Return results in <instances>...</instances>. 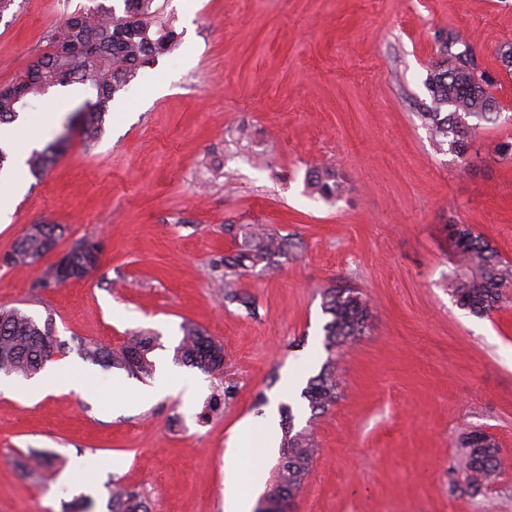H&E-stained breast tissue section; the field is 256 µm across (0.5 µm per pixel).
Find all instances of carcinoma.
Wrapping results in <instances>:
<instances>
[{"mask_svg":"<svg viewBox=\"0 0 512 512\" xmlns=\"http://www.w3.org/2000/svg\"><path fill=\"white\" fill-rule=\"evenodd\" d=\"M123 14L115 10L89 9L67 18L49 35L51 51L37 58L23 77L0 86V125L12 124L34 101L49 89L71 83L89 85L88 98L75 118L85 141L96 142L102 136L110 102L137 71L155 58L170 52L173 31L152 29L154 0H123ZM439 53L453 59L454 65L430 71L426 85L431 103L424 105L421 116L430 134L439 144L464 156L475 126L472 117L494 121L497 101L490 91L474 82L468 66L460 57L470 50L458 31L438 35ZM62 141L55 139L42 149L32 150L25 159L27 176L38 180L54 163ZM308 183L325 201L339 199L343 185L332 169L314 168ZM62 230L57 224H33L13 246L8 263L13 267H31L46 254L48 242H57ZM449 238L455 256V271L448 283L449 294L456 304L479 316H489L500 308L505 292L512 288V263L504 260L488 241L469 224L450 225ZM296 247L294 239L262 225L253 227L238 250L213 261L212 268L224 279V301L245 307L250 301L239 290L247 273L273 268L277 256ZM100 242L83 238L68 251L69 273L57 264L46 266L38 286L48 288L69 279L86 280L100 268ZM327 321L324 347L328 352L319 372L308 378L301 391L310 409V419L331 408L338 398L336 362L333 353L351 345L367 327L368 307L357 292L331 286L322 301ZM174 348V360L205 374L224 371V345L201 327L186 322ZM159 347L158 337L135 334L119 349L101 343L78 344L83 359L107 369H121L140 381L151 380L156 373L152 353ZM64 352L58 341L51 316L43 319L17 307L0 306V371L29 379L39 374L50 356ZM283 416L280 459L275 469L271 491L295 499L303 487L318 453L312 432L304 427L295 430L291 406L281 405ZM467 489L478 491L492 484L500 472L504 456L498 444L483 432H472L462 441ZM110 512H147L141 494L118 481L112 483Z\"/></svg>","mask_w":512,"mask_h":512,"instance_id":"cac0c4a2","label":"carcinoma"}]
</instances>
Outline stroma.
Returning <instances> with one entry per match:
<instances>
[{
    "label": "stroma",
    "mask_w": 512,
    "mask_h": 512,
    "mask_svg": "<svg viewBox=\"0 0 512 512\" xmlns=\"http://www.w3.org/2000/svg\"><path fill=\"white\" fill-rule=\"evenodd\" d=\"M123 0H13L0 12V85L49 50L64 19ZM175 48L138 71L85 147L74 116L79 83L51 88L26 111L48 144L69 140L41 179L14 190L0 222V305L52 316L87 392L59 379L45 392L14 379L0 390V512H64L63 477L85 459L97 486L88 512H109L114 480L150 512H224V454L233 428L258 416L294 371L316 375L325 288L360 293L368 328L336 356L335 404L317 420L320 452L294 512H512V466L465 490L462 437L488 433L512 459V297L487 317L448 293L452 224H469L512 262V0H154ZM463 34L498 82L496 122L479 123L465 157L433 141L420 113L442 64L437 36ZM336 169L345 192L312 194V166ZM61 225L53 263L77 239L103 244L98 273L37 287L39 267L3 264L32 224ZM264 224L297 238L271 273L244 276L250 306L224 300L212 262L240 246L225 225ZM224 345V372L176 364L183 323ZM159 336L158 369L194 381L190 397L125 400L139 387L77 346L119 348ZM234 395L218 410L225 383ZM45 466L25 476L29 449Z\"/></svg>",
    "instance_id": "1"
}]
</instances>
